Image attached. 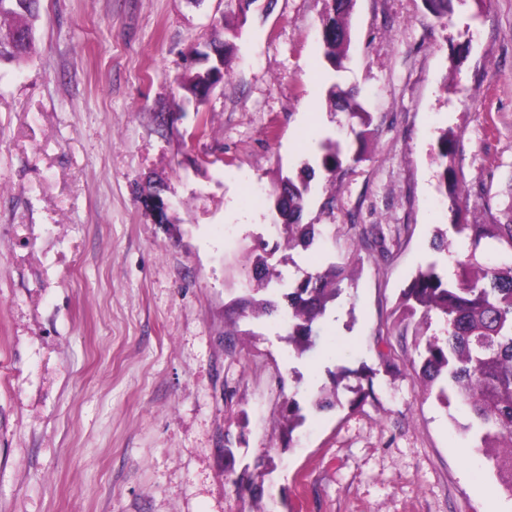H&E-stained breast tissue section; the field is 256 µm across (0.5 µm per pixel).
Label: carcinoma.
<instances>
[{
  "label": "carcinoma",
  "instance_id": "carcinoma-1",
  "mask_svg": "<svg viewBox=\"0 0 512 512\" xmlns=\"http://www.w3.org/2000/svg\"><path fill=\"white\" fill-rule=\"evenodd\" d=\"M353 0H326L321 19L322 59L335 72L344 69L350 44L349 17ZM40 0H0V31L17 32L22 40L0 46V64H21L37 50V23ZM228 71L212 64L205 72L187 77L183 89L201 102ZM359 90L334 82L329 100L334 110L346 113L350 133L360 146L371 130V115L358 103ZM456 135L446 130L438 139V157L445 200L453 221L448 233L436 237L432 248L453 259L452 276L443 274L438 261L421 266L400 294L396 307L398 322L414 321L420 326L431 316L444 324V337H426L416 333L412 362L426 390L436 383L446 403L456 400L471 414L464 430L472 435L475 448L482 451L501 478L504 490L512 496V203L509 216L501 222L494 212L493 196L484 192L488 222L471 224L466 219L467 200L454 178L448 160L455 155ZM318 165L333 179L340 162L339 147L327 139ZM314 187L311 181L278 174L268 202L276 223L282 226L285 244L293 246L307 235L310 225L301 223L302 212ZM358 240L371 246L380 256L389 252L386 238L376 226L357 232ZM352 263L344 260L308 274L292 290L281 295L274 286L280 276L270 271L265 260L254 264L255 288L232 303V307L255 318H278L287 326L288 343L300 355L314 350L319 339L318 322L328 305L344 290V282L353 281ZM330 385L315 394L312 406L328 409L340 403V384L353 377L357 385L352 404L360 407L374 398L372 376L364 369L341 368L328 371ZM283 419L288 423V441L303 422L298 402L286 401ZM237 492L252 498L262 495L260 486L242 473L233 480Z\"/></svg>",
  "mask_w": 512,
  "mask_h": 512
}]
</instances>
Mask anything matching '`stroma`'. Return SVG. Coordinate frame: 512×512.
Returning a JSON list of instances; mask_svg holds the SVG:
<instances>
[{
    "label": "stroma",
    "mask_w": 512,
    "mask_h": 512,
    "mask_svg": "<svg viewBox=\"0 0 512 512\" xmlns=\"http://www.w3.org/2000/svg\"><path fill=\"white\" fill-rule=\"evenodd\" d=\"M323 9L42 0L35 56L0 65V512H512L461 406L422 391L393 326L452 220L440 131L457 136L469 223L484 189L512 199V0H448L442 21L426 0H354L336 80L360 88L372 135L333 197L305 208L312 242L269 259L292 287L353 257L354 285L313 352L244 317L224 352L225 308L275 240L251 196L315 163L321 141H352L316 60ZM232 31L228 81L185 102L183 77ZM355 224L383 229L387 257ZM363 366L377 405L344 391L310 408L328 370ZM288 396L306 421L286 447ZM228 434L241 438L230 460ZM243 472L260 502L235 491Z\"/></svg>",
    "instance_id": "35a3bbf8"
}]
</instances>
